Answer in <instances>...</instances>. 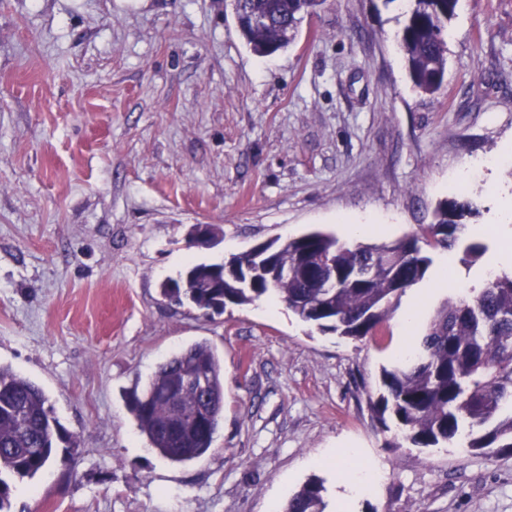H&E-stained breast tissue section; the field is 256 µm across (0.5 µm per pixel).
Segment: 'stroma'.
Masks as SVG:
<instances>
[{
  "label": "stroma",
  "mask_w": 512,
  "mask_h": 512,
  "mask_svg": "<svg viewBox=\"0 0 512 512\" xmlns=\"http://www.w3.org/2000/svg\"><path fill=\"white\" fill-rule=\"evenodd\" d=\"M402 0H326L260 58L230 0H0V364L40 385L77 435L12 483L11 512H282L319 480L328 512H512V454L395 448L371 409L411 293L384 337L349 341L287 307L208 319L161 284L275 238L347 222L371 243L464 197L487 226L455 284L422 282L429 320L479 285L512 204V0H460L447 72L429 95L396 39ZM220 232L193 244L194 225ZM205 341L223 360L224 414L177 465L128 409L158 365ZM382 479L350 507L367 463Z\"/></svg>",
  "instance_id": "obj_1"
}]
</instances>
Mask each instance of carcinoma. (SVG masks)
Segmentation results:
<instances>
[{
    "instance_id": "cac0c4a2",
    "label": "carcinoma",
    "mask_w": 512,
    "mask_h": 512,
    "mask_svg": "<svg viewBox=\"0 0 512 512\" xmlns=\"http://www.w3.org/2000/svg\"><path fill=\"white\" fill-rule=\"evenodd\" d=\"M250 51L270 56L288 47L304 15L325 0H231ZM397 38L414 86L438 92L445 79L447 28L459 0H406ZM475 213L467 199L437 206L433 221L392 243L342 241L312 231L257 251L231 256L224 265L195 264L183 287L161 288L203 315L222 314L228 304H250L274 295L302 321L322 332L361 340L382 329L401 295L424 279L433 254L460 250L470 265L487 247L463 244L465 219ZM203 373L212 407L206 427L173 432L174 419L199 411L201 396L183 374ZM384 392L374 403L376 419L393 425L397 439L415 448L457 444L479 454L512 453V271L485 279L482 287L448 297L434 312L412 354L383 370ZM36 383L0 365V512H10L12 480L32 478L53 460L67 435ZM129 408L150 447L172 463H187L210 449L224 412L222 366L205 342L171 355ZM323 487L305 484L283 512H325Z\"/></svg>"
}]
</instances>
